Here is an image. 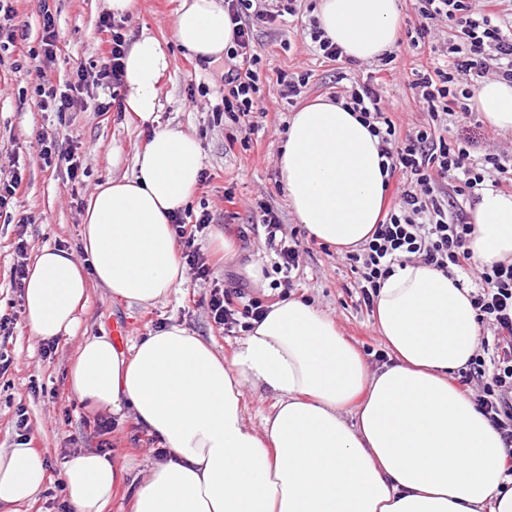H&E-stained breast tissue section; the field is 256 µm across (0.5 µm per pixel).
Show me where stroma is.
Masks as SVG:
<instances>
[{"label":"stroma","instance_id":"35a3bbf8","mask_svg":"<svg viewBox=\"0 0 512 512\" xmlns=\"http://www.w3.org/2000/svg\"><path fill=\"white\" fill-rule=\"evenodd\" d=\"M406 30L393 50V60L383 73L379 93L386 103L399 105L394 116L406 127L427 124L429 116L413 98L410 83L418 71L430 66L428 50L412 46L408 36L417 21L416 0H401ZM180 0H135L123 17L127 38L147 33L160 39L172 60L160 86L162 109L158 123L194 135L203 151V169L208 183L199 184L188 205L193 212L208 210L213 223L196 245L208 256L213 277L228 288L245 289L265 298L272 290L288 297L303 298L333 319L341 333L363 355L370 367H378L377 352L384 343L371 311L360 305L355 276L344 250L313 240L299 224L282 188L279 169L280 146L293 112L317 98L334 99L363 82L373 62L349 64L324 58L316 43L304 32L318 0H301L298 16L253 27L252 49L258 57L259 110L252 115L254 132L249 144L239 143L241 126L230 120L214 122L212 107L224 88L228 64H207L192 58L173 38V20ZM56 27L62 50L47 74L55 83L75 79L78 69L96 73L105 63L107 47L100 41L98 22L107 13V0H54ZM16 24L26 26V41L0 50V171L20 170L24 190L10 202L12 223H0V315H17L12 335H0V351L11 356L7 370L0 372V448L15 444L14 423L18 408L28 415L32 446L42 455L49 480L37 498L20 512H60L64 496L58 490L65 456L93 451L99 442L90 413L68 388V370L79 344L87 337L111 335L113 326L123 325L127 334L121 343L129 351L143 336L173 322L184 324L196 335L213 343L222 354H230L244 338L243 330L227 333L213 322L208 308L210 283L186 273L185 280L169 296L147 307H130L112 298L98 285L89 288V300L79 315L73 336L56 340L51 354H44L43 339L34 336L24 318L23 297L11 284V269L17 237L28 242L29 255L45 247H66L75 261H83L79 241L83 201L112 177L131 172L134 158L150 135L148 128L128 123L115 112H74L69 123H61L54 112L33 107L31 96L40 78L28 66L30 51L39 49L42 37L38 0H17ZM304 78L305 86L296 103H289L280 75ZM204 84L208 94L189 107L190 86ZM453 134L474 140V155L512 148V133L486 129L475 120L456 119ZM56 134L59 143L78 142L85 174L80 183H69L65 170L45 168L38 157L37 135ZM278 212L287 238L301 244L299 272L291 287L279 286L273 263L275 256L265 245L260 205ZM235 240L238 255L225 261L214 240V231ZM260 267V281L245 272L248 265ZM111 457L125 468V478L112 493L110 512H131L132 496L155 460L157 441L133 419L113 422L108 436Z\"/></svg>","mask_w":512,"mask_h":512}]
</instances>
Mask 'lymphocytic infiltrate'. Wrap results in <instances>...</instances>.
I'll return each mask as SVG.
<instances>
[{"mask_svg": "<svg viewBox=\"0 0 512 512\" xmlns=\"http://www.w3.org/2000/svg\"><path fill=\"white\" fill-rule=\"evenodd\" d=\"M250 2L224 0L234 33L226 55L234 66L224 78L229 90L221 95L214 112L227 114L235 122L252 112L258 91V59L251 51L253 26L242 20V11L249 8ZM473 2L418 0L417 42H424L432 22L446 23L450 31L445 66L435 68L433 74L420 75L412 83L416 99L429 114L427 126L411 132L385 116L378 93L379 79L373 75L352 86L342 98L343 105L358 112L374 135L380 137L382 156L391 173L401 177L394 201L365 243L350 250L348 259L357 276L360 297L368 307L393 264L403 259L416 257L448 274L477 273L480 285L472 292L471 302L479 323L488 324L497 336L496 353L489 359L475 356L468 370L460 373L459 382L465 387L480 382L479 405L497 427L506 447L511 448L512 262L476 266L470 249L472 224L448 219L449 195H471L487 188L512 190V171L506 166L505 156L488 154L473 159L470 139L446 134L452 116L469 112L471 91L481 79L492 75L512 82V19L501 8L503 0H483L479 8ZM99 28L109 49L97 78L112 88L110 101L88 103L84 97L86 76L80 70L75 81L62 89L51 78H43L34 101L37 109L61 115L88 108L101 113L121 111L118 91L123 86L127 39L122 25L110 15L100 17ZM37 143L45 166L65 167L69 180L78 178L82 159L77 145L60 147L57 138L44 131L39 133ZM211 222L205 211L190 221L181 214L172 221L187 264L196 279L205 282H210L212 268L195 241ZM262 225L266 243L277 256L275 270L282 273L284 283H291L292 273L299 267V245L286 241L283 224L274 209L263 207ZM209 309L214 323L230 330L238 326L240 319H263L269 307L262 300L247 298L244 289L213 284Z\"/></svg>", "mask_w": 512, "mask_h": 512, "instance_id": "obj_1", "label": "lymphocytic infiltrate"}]
</instances>
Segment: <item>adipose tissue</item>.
<instances>
[{
	"label": "adipose tissue",
	"instance_id": "ef3b65f1",
	"mask_svg": "<svg viewBox=\"0 0 512 512\" xmlns=\"http://www.w3.org/2000/svg\"><path fill=\"white\" fill-rule=\"evenodd\" d=\"M317 17L344 56L359 61L401 39L400 0H319ZM174 37L210 62L233 31L219 0H181ZM124 63L125 112L152 134L131 173L89 196L80 230L86 265L64 248L35 255L24 308L45 340L73 335L90 284L146 307L184 281L170 214L197 189L202 149L193 135L156 126L171 66L162 42L141 35ZM472 102L489 124L512 132V83L479 82ZM279 166L288 203L313 238L356 247L371 235L390 172L357 113L321 100L295 112ZM472 223L479 263L512 259V196L482 190ZM469 294L422 261L395 264L374 309L390 362L374 371L331 318L285 298L228 357L179 323L129 354L110 337L87 338L68 386L87 409L133 418L163 446L132 512H512V453L452 381L478 347ZM249 389L274 398L258 430L245 420ZM60 477L72 512H108L124 470L86 452L68 458ZM46 479L31 445L0 449V512L34 501Z\"/></svg>",
	"mask_w": 512,
	"mask_h": 512
}]
</instances>
